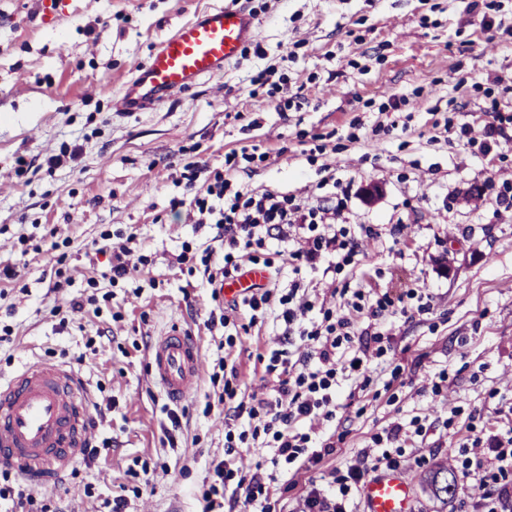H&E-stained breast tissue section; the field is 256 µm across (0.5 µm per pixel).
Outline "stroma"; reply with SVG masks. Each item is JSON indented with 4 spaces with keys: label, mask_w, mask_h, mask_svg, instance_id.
Returning a JSON list of instances; mask_svg holds the SVG:
<instances>
[{
    "label": "stroma",
    "mask_w": 512,
    "mask_h": 512,
    "mask_svg": "<svg viewBox=\"0 0 512 512\" xmlns=\"http://www.w3.org/2000/svg\"><path fill=\"white\" fill-rule=\"evenodd\" d=\"M232 2L69 0L59 20L41 26L30 18L31 0H0V269L18 272L0 280V322L13 328L0 342V375L31 359L75 368L106 408L98 439L112 441L92 467L77 464L65 482L31 497L59 512H109L137 471L141 491L128 498L126 512H200L195 492L223 460L226 430L248 422L218 404L215 365L222 358L235 367L238 395L248 397L274 386L255 364L277 343L269 323L232 348L205 326L211 290L175 262L182 242L208 240L185 210L170 205L180 192L173 180L182 150L195 147L219 167L225 151L259 145L271 164L239 174V183L292 192L314 205L326 192L296 135L343 138L357 119L361 141L343 139L324 161L352 182L344 220L375 230L358 239L360 267L382 291L426 282L430 310L382 328L359 318V329L389 333L402 370L395 378L379 375L378 397L343 398L331 428L345 443L324 467L346 469L372 434L422 417L428 433L402 445L398 469L412 485L413 512H438L423 477L455 451L450 408L485 414L496 405L491 391L512 397V208L496 199L499 185L512 182V146L476 154L441 125L450 115L478 130L490 121V106L512 112V0H502L499 26L490 31L468 13V0H248L258 36L223 74L152 110H117L121 89L164 38ZM279 67L294 99L284 112L251 83L256 72ZM489 73L503 78L491 100L473 87ZM390 95L406 98V125L379 114L377 102ZM74 143L83 153L69 165L16 175L17 156L41 159ZM371 186L377 192L369 198ZM107 228L134 233L151 254L136 285L114 289L103 279L110 256L90 248ZM22 235L34 250L19 253ZM63 240L71 285L55 291L50 245ZM91 277L112 292L111 307L85 309L64 323L53 317L54 307L85 293ZM176 320L196 336L203 366L192 395L175 406L182 431L172 445L146 345ZM443 370L449 380L433 391ZM257 459L246 448L231 466L248 478ZM259 470L270 480L271 512H299L307 474L283 463Z\"/></svg>",
    "instance_id": "1"
}]
</instances>
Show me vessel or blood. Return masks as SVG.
<instances>
[{
	"label": "vessel or blood",
	"instance_id": "obj_1",
	"mask_svg": "<svg viewBox=\"0 0 512 512\" xmlns=\"http://www.w3.org/2000/svg\"><path fill=\"white\" fill-rule=\"evenodd\" d=\"M257 34L255 17L242 5L214 7L180 25L140 65L118 101L122 112H140L223 73ZM258 268L225 282L224 294L240 298L264 282ZM150 369L166 398L186 400L196 388L203 354L191 332L172 324L149 349ZM95 403L74 369L57 363L25 364L0 377V467L20 472L37 490L66 479L94 431ZM366 512H412L405 474L384 471L361 489Z\"/></svg>",
	"mask_w": 512,
	"mask_h": 512
}]
</instances>
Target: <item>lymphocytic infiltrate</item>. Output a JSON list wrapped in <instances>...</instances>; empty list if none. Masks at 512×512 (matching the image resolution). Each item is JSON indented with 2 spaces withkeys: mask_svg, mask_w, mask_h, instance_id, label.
<instances>
[{
  "mask_svg": "<svg viewBox=\"0 0 512 512\" xmlns=\"http://www.w3.org/2000/svg\"><path fill=\"white\" fill-rule=\"evenodd\" d=\"M444 127L464 146L484 154L512 136V114L495 112L492 122L478 134L450 118ZM269 160V152L244 146L225 153L220 168L202 161L185 162L176 180L183 192L170 200L172 207L186 209L197 226L211 235V246L202 248L186 241L176 257L181 268L199 275L212 288L216 310L205 321L207 329L228 327L229 317L222 311L224 282L239 276L243 268L259 267L290 276L287 284L277 283L239 300L249 311L250 325L269 319L279 331L278 346L264 365L265 375L276 376L277 383L271 391L253 392L249 401L240 402L236 382L224 379L219 403L236 402L237 412L247 413L254 426L248 432L226 433L225 458L214 465L213 480L201 491L204 512L218 507L233 475L226 460L239 449L261 446L272 449L274 461L308 471L320 466L336 446L324 426L336 418L343 382H351L358 393H368L374 372L386 362L389 349L383 346L381 333L361 340L354 321L337 315L335 307L311 299L305 285L307 271L321 268L331 274L350 292L348 306L374 320L406 314L408 301L427 296L423 282L396 295L355 284L357 232L336 221L349 192L341 180L332 182L341 199L310 207L296 195L250 189L237 182L238 174L268 165ZM270 237L280 244L272 252L266 248ZM100 240L112 257L107 273L111 286L136 281L152 263L149 255L139 252L134 235L105 231ZM448 426L466 434L454 458L456 469L468 481L462 507L467 512H512V427L490 430L482 417L458 406L451 408ZM407 434L425 436L421 419L407 426L394 421L383 433L372 435L371 443L380 449V456L359 457L346 472H329L325 483L309 480L302 512H346L352 488L367 467L396 466V459L383 451V442Z\"/></svg>",
  "mask_w": 512,
  "mask_h": 512,
  "instance_id": "lymphocytic-infiltrate-1",
  "label": "lymphocytic infiltrate"
}]
</instances>
